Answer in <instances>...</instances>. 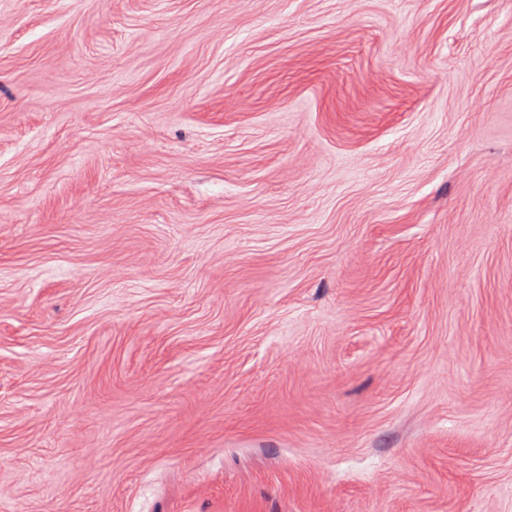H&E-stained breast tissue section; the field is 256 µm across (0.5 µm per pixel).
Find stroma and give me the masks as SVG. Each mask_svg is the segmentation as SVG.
Listing matches in <instances>:
<instances>
[{
	"label": "stroma",
	"instance_id": "stroma-1",
	"mask_svg": "<svg viewBox=\"0 0 512 512\" xmlns=\"http://www.w3.org/2000/svg\"><path fill=\"white\" fill-rule=\"evenodd\" d=\"M0 512H512V0H0Z\"/></svg>",
	"mask_w": 512,
	"mask_h": 512
}]
</instances>
